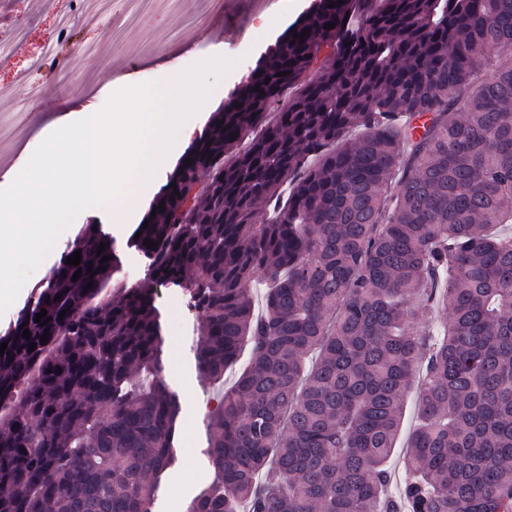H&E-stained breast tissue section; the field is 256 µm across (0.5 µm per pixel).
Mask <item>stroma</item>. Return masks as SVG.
I'll use <instances>...</instances> for the list:
<instances>
[{
	"label": "stroma",
	"instance_id": "35a3bbf8",
	"mask_svg": "<svg viewBox=\"0 0 512 512\" xmlns=\"http://www.w3.org/2000/svg\"><path fill=\"white\" fill-rule=\"evenodd\" d=\"M313 0H288L287 6L265 8L261 0H230L219 17L202 16L192 22L171 10H154L142 18L130 32L117 34L114 25L93 22L78 27L71 45L60 54L63 80H52L50 90L33 104L34 119L15 140H0V188L7 187L27 163L33 151L49 134V124L57 119L79 120L80 109L73 97L88 93V107L100 110L121 84L129 82H164L170 66L191 67L195 54L207 51L211 44L223 42L224 57L239 66V73L216 78V86L227 89L244 80L257 61L299 17L306 14ZM60 0H0V12L23 17L29 23L27 46L15 58L25 64L50 30ZM172 40L170 48L155 50L161 35ZM94 42L97 56L80 53L79 43ZM101 224L111 232V205L81 212L68 230L55 242L37 270L23 285L15 302L0 314V333H5L35 291L37 285L58 264L68 244L82 225ZM178 289L158 287L156 305L164 326L165 375L182 402L181 433L175 448L176 461L163 479L154 504V512H187L193 498L213 479L214 470L206 454L207 428L204 413L211 406L215 389L202 381L194 367L190 350L195 316L181 309Z\"/></svg>",
	"mask_w": 512,
	"mask_h": 512
}]
</instances>
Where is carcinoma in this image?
I'll return each mask as SVG.
<instances>
[{"label": "carcinoma", "mask_w": 512, "mask_h": 512, "mask_svg": "<svg viewBox=\"0 0 512 512\" xmlns=\"http://www.w3.org/2000/svg\"><path fill=\"white\" fill-rule=\"evenodd\" d=\"M511 57L512 0H316L155 195L143 282L87 224L0 336V512H152L181 413L159 285L218 390L188 512H512ZM418 377H416L415 382L412 388L406 393L404 403H405V413L404 419L402 423V431L400 438L397 442V447L395 448L394 454L391 459V485L390 490L395 492L399 486L400 481L403 478L402 473V465L401 461L403 459L404 454L407 451L406 447V439L409 432L412 430L413 424L415 422V411L417 404V395H416V381Z\"/></svg>", "instance_id": "obj_1"}]
</instances>
